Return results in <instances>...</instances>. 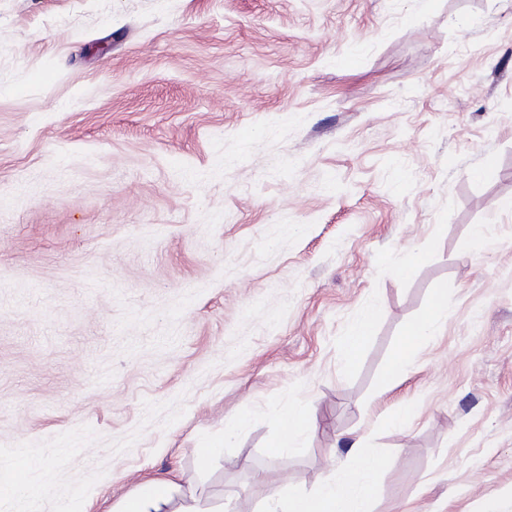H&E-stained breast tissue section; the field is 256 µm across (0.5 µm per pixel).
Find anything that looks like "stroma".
<instances>
[{
  "label": "stroma",
  "mask_w": 512,
  "mask_h": 512,
  "mask_svg": "<svg viewBox=\"0 0 512 512\" xmlns=\"http://www.w3.org/2000/svg\"><path fill=\"white\" fill-rule=\"evenodd\" d=\"M508 201L512 0H0V482L257 512L359 438L373 512H512ZM447 314V305L444 301L440 300L429 307L418 324L406 328L397 353L389 367L388 376L393 377L397 375L408 365L415 348L428 336L432 335L446 319ZM374 319V309L366 312L356 322L349 336L345 338L342 353L347 364H352L357 359L365 340L370 334V329ZM309 412L304 407H293L282 416L283 421L288 423L287 433L270 442L268 451L271 455L283 453L296 454L304 451L300 448V441L308 429ZM181 494L184 503L170 510L175 496ZM186 497L191 501L186 502ZM205 512L198 506L194 491L188 496L182 492V486L171 478H156L142 484L137 490L111 504L105 512Z\"/></svg>",
  "instance_id": "35a3bbf8"
}]
</instances>
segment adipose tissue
I'll list each match as a JSON object with an SVG mask.
<instances>
[{
    "label": "adipose tissue",
    "instance_id": "adipose-tissue-1",
    "mask_svg": "<svg viewBox=\"0 0 512 512\" xmlns=\"http://www.w3.org/2000/svg\"><path fill=\"white\" fill-rule=\"evenodd\" d=\"M445 302L429 307L418 324L406 328L389 367L397 375L409 363L412 353L446 319ZM348 475L324 481L312 493L281 489L272 494L264 512H372L376 494L375 477L382 465L380 455L354 441L347 450ZM182 487L170 478H156L111 505L107 512H202L197 502L174 505Z\"/></svg>",
    "mask_w": 512,
    "mask_h": 512
}]
</instances>
